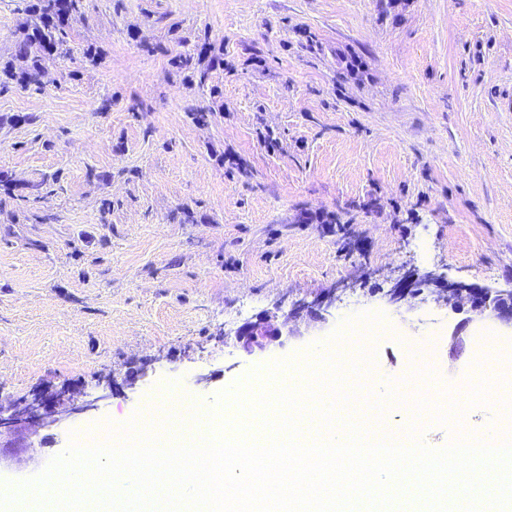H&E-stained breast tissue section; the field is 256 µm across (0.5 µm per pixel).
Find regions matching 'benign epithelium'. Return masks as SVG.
Instances as JSON below:
<instances>
[{
  "instance_id": "1",
  "label": "benign epithelium",
  "mask_w": 512,
  "mask_h": 512,
  "mask_svg": "<svg viewBox=\"0 0 512 512\" xmlns=\"http://www.w3.org/2000/svg\"><path fill=\"white\" fill-rule=\"evenodd\" d=\"M407 280L406 275L397 280L396 286L390 290V299L394 301L416 299L423 294V287L435 281V277L432 274L424 275L416 288L406 287ZM438 297L450 303L464 298L479 314L488 312L495 318L512 324V288L498 290L492 296L485 290L478 291L466 284L449 282L447 286L439 289ZM334 302H336V290L333 289L315 297L310 302L299 301L295 304L293 313L315 312L330 307ZM279 335L281 332L278 328L263 320L247 323L237 332L239 341L243 342V347L248 352L263 347L264 340ZM78 401H80V394L68 389L53 392L40 390L33 393L31 398L7 409L0 406V458L5 453L15 452L17 448L24 452H36L34 445L23 444L11 439V436L23 429L35 434L42 428L53 426L61 417L80 407L88 409L93 406L92 402L86 401L79 407Z\"/></svg>"
}]
</instances>
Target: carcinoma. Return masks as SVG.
<instances>
[{"mask_svg": "<svg viewBox=\"0 0 512 512\" xmlns=\"http://www.w3.org/2000/svg\"><path fill=\"white\" fill-rule=\"evenodd\" d=\"M26 12L30 23L23 35L14 43V56L23 60L25 66L15 69L11 63L0 68V80L5 84H16L22 88L41 87L42 77L48 62L63 53L67 30L82 16V0H26ZM222 59L211 54V46L205 42L197 50V57L177 55L172 64L189 69L197 65L199 84L208 79L212 65Z\"/></svg>", "mask_w": 512, "mask_h": 512, "instance_id": "carcinoma-1", "label": "carcinoma"}]
</instances>
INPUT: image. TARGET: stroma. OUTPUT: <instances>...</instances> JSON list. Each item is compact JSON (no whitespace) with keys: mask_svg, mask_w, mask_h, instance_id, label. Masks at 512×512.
<instances>
[{"mask_svg":"<svg viewBox=\"0 0 512 512\" xmlns=\"http://www.w3.org/2000/svg\"><path fill=\"white\" fill-rule=\"evenodd\" d=\"M25 6L0 0V66L22 65ZM82 13L41 87L0 86V172L15 185L0 190V404L71 386L97 406L52 429L35 462L0 469V488L72 436L166 397L214 404L367 324L373 360L346 387L369 386L368 406L339 413L368 428L403 415L386 405L393 385L448 393L493 375L512 327L466 302L385 295L408 269L512 281V0H83ZM205 41L224 63L202 86L171 59ZM334 287L326 318L292 315ZM263 318L281 334L246 352L236 333Z\"/></svg>","mask_w":512,"mask_h":512,"instance_id":"35a3bbf8","label":"stroma"}]
</instances>
